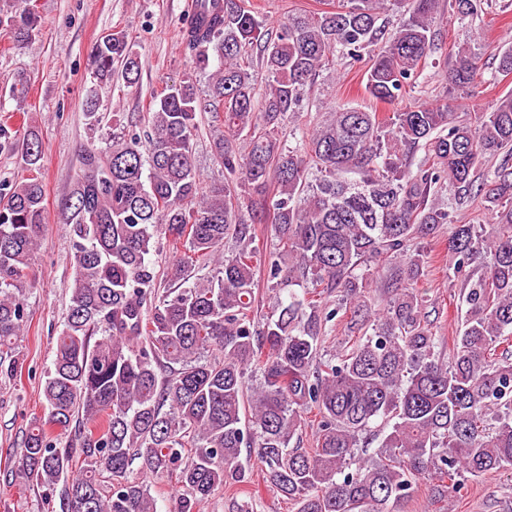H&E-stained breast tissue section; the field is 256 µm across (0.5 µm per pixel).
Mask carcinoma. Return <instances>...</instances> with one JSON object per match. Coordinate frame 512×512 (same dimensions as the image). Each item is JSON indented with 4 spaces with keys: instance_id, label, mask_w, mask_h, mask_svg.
<instances>
[{
    "instance_id": "cac0c4a2",
    "label": "carcinoma",
    "mask_w": 512,
    "mask_h": 512,
    "mask_svg": "<svg viewBox=\"0 0 512 512\" xmlns=\"http://www.w3.org/2000/svg\"><path fill=\"white\" fill-rule=\"evenodd\" d=\"M200 2L211 18L190 14L183 25L192 71L152 97L148 130L88 151L62 203L75 276L43 389L48 413L28 429L14 477L61 486L65 512H158L150 486L132 476L138 460L183 490L174 512H201L224 485L249 483L242 457L254 456L295 512H403L425 477L443 495L467 474L511 468L512 91L472 122L448 105L382 116L343 103L287 147L283 126L338 54L359 61L378 48L365 92L405 99L433 48L440 0H337L332 10L289 16L274 38L246 0ZM450 6L462 19L478 11L477 0ZM396 10L406 18L389 32L381 15ZM39 24L30 0H0V27L15 44L31 43ZM256 45L253 63L245 50ZM90 61L85 113L94 126L96 86L116 76L137 83L141 58L117 31L94 45ZM256 64L270 78L260 98ZM484 72L462 45L448 80L466 93ZM202 111L220 128L213 150L224 168V181L209 185L194 163ZM21 150L33 175L0 184L6 375L23 366L15 354L3 357L25 322L12 289L31 268L44 221L43 145L31 125ZM475 197L491 228L454 225L448 251L457 272L483 254L490 262L461 281L466 315L445 364L416 288L425 255L415 244L439 235L450 206ZM269 218L276 245L263 252L255 225ZM160 237L169 250L164 287L150 260ZM229 240L236 247L226 255ZM205 266L206 279L192 278ZM261 267L274 311L259 330ZM381 274L391 298L373 317L365 294ZM300 283L299 294L292 286ZM331 292L336 308L322 301ZM341 310L357 338L326 359L319 336ZM252 367L260 383L249 391ZM78 413V447H63L59 436ZM379 420L390 431L377 457H363L361 437ZM308 423L313 447L290 446Z\"/></svg>"
}]
</instances>
